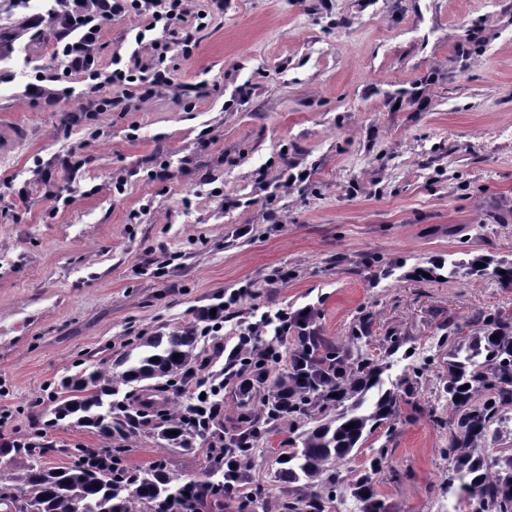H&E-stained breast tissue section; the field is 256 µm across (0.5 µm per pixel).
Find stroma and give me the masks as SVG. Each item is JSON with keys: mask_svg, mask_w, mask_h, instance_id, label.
I'll use <instances>...</instances> for the list:
<instances>
[{"mask_svg": "<svg viewBox=\"0 0 512 512\" xmlns=\"http://www.w3.org/2000/svg\"><path fill=\"white\" fill-rule=\"evenodd\" d=\"M192 5L209 17L191 59L169 41L170 85L135 110L96 112L91 80L66 69L57 24L0 0V136L26 130L0 149V444L47 428L54 467L70 449L102 448L95 429L52 424L53 384L242 288L228 339L251 315L306 306L332 345L369 316L365 357L402 338L412 355L388 358L383 386H418L401 396L393 436L377 430L337 467L339 484L371 474L389 512H474L464 491H444L439 325L512 315V288L413 270L473 251L512 261V0ZM144 23H103L101 68L134 54L152 70L156 51L130 43ZM300 170L305 182L268 195ZM219 399L226 434L261 414L260 391L229 385ZM296 434L283 421L261 436L248 475L269 493L249 512H282L278 456ZM209 446L166 449L143 431L124 463L162 460L187 480Z\"/></svg>", "mask_w": 512, "mask_h": 512, "instance_id": "1", "label": "stroma"}]
</instances>
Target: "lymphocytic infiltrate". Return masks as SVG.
<instances>
[{
	"mask_svg": "<svg viewBox=\"0 0 512 512\" xmlns=\"http://www.w3.org/2000/svg\"><path fill=\"white\" fill-rule=\"evenodd\" d=\"M72 2L71 8L58 13L65 36L62 55L71 72L88 75L102 80L104 85L118 88V95L104 98V105L116 108L133 97L144 98L169 85L167 69L155 68L152 77L148 78L140 74L138 67L123 63L118 56L112 59L109 75H101L94 47L103 22L132 14L148 19L146 28L136 33V43H143L147 33L152 31L171 32L175 23L187 22L192 17L191 0H93L95 11L91 14L86 12L83 0ZM313 323V314L291 313L284 309L272 315L261 314L258 320L249 323L225 358L223 383H195L191 394L195 400L196 423L202 425L216 418L219 409L213 399L221 393L224 382H236L241 394L252 393L260 376L280 364L283 355L279 345L286 341L289 331L295 328L303 334Z\"/></svg>",
	"mask_w": 512,
	"mask_h": 512,
	"instance_id": "lymphocytic-infiltrate-1",
	"label": "lymphocytic infiltrate"
}]
</instances>
